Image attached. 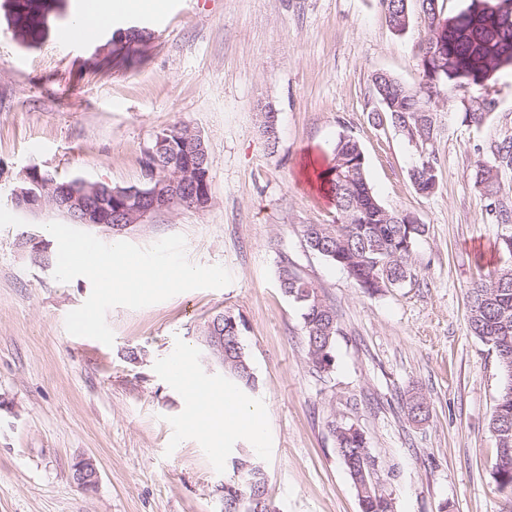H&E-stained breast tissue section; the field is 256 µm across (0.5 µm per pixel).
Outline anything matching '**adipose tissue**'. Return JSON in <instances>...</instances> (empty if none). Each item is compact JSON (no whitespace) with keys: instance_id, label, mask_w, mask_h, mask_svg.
Returning <instances> with one entry per match:
<instances>
[{"instance_id":"obj_1","label":"adipose tissue","mask_w":512,"mask_h":512,"mask_svg":"<svg viewBox=\"0 0 512 512\" xmlns=\"http://www.w3.org/2000/svg\"><path fill=\"white\" fill-rule=\"evenodd\" d=\"M128 0H95L91 13L78 14L68 26L72 39L80 40L91 36L106 25L113 14L129 10ZM191 411L203 417L200 437L215 449H223L228 435L234 434L250 440L255 445H263L266 439L264 426L265 410L261 405L236 398L233 404H226L223 394L211 392L202 402L189 401Z\"/></svg>"}]
</instances>
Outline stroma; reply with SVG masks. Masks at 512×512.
Returning a JSON list of instances; mask_svg holds the SVG:
<instances>
[{
  "label": "stroma",
  "mask_w": 512,
  "mask_h": 512,
  "mask_svg": "<svg viewBox=\"0 0 512 512\" xmlns=\"http://www.w3.org/2000/svg\"><path fill=\"white\" fill-rule=\"evenodd\" d=\"M158 2L161 23L122 15L68 46L56 36L79 0H64L32 46L15 40L0 6V512H224L222 486L240 453L262 465L272 512H361L334 450V417L366 432L393 512H512V494L492 477L488 428L502 379L467 309L473 282L504 262L496 243L512 230L488 214L472 179L477 164L493 163V145L512 137V70L496 74L497 108L483 125L463 123L457 98L440 108L433 148L442 177L423 196L410 180L417 147L374 123L370 92L378 72L418 82L429 34L419 12L398 33L379 0ZM133 25L151 41L113 56L114 32ZM269 106L273 151L260 121ZM175 126L208 148V205L89 232L140 247L183 235L189 262L224 266L232 283L110 309L109 346L70 335L65 317L91 283L55 280L57 242L45 225L62 216L16 208L11 190L32 166L141 185L145 148ZM345 131L364 150L379 201L426 226L412 281L373 296L301 234L336 217L313 170L326 167ZM284 259L336 310L330 374L307 361L301 310L279 287ZM226 309L246 324L255 387L244 396L264 406L267 440L259 450L234 436L217 456L192 429L168 364L188 356L194 379L233 386L207 366L200 343L204 324ZM413 393L430 402L426 420L405 413ZM84 459L98 470L89 490L73 480Z\"/></svg>",
  "instance_id": "1"
}]
</instances>
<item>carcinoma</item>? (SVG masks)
<instances>
[{
  "mask_svg": "<svg viewBox=\"0 0 512 512\" xmlns=\"http://www.w3.org/2000/svg\"><path fill=\"white\" fill-rule=\"evenodd\" d=\"M409 0H381L389 25L401 32L409 26ZM428 20L429 36L420 47L418 83L407 85L390 74L372 77V91L381 103L373 113L378 123L388 122L410 141L420 145L419 162L413 167L411 183L423 196L434 194L441 169L434 150L437 138L436 113L431 111L445 92L465 96L470 106H461L463 121L476 126L496 110L491 82L503 68H512V0H469L455 14L445 13L444 0H417ZM497 6L488 13L483 4ZM448 18L440 28L439 18ZM11 24L21 29L30 43L41 40L49 23L36 13L17 14ZM184 128L163 133L179 154L192 152L184 139ZM496 164L481 163L473 173L489 201V212L499 224L512 222V206L500 199L498 167L512 166V138L498 142L493 149ZM366 159L359 142L350 134L338 135L333 149V165L319 174L336 204V222L304 224L301 233L306 245L341 268L369 294L396 288L414 278L413 251L423 236L425 225L405 223V215L387 209L374 195L366 175ZM508 256L502 265L480 277L469 291L468 323L471 333L489 347L502 377L503 388L489 419L490 431L512 428V242L499 241ZM278 280L284 294L302 311L306 357L315 370L328 373L334 364L338 333L336 310L314 286L301 276L288 260L279 267ZM224 333V372L245 388L255 386L249 358L241 343L240 317L229 310L211 317ZM405 409L413 420L429 415V403L422 395L406 399ZM336 452L344 464L359 499L361 512H391L382 494L360 492V486L374 485L375 459L369 451L365 432L353 424L329 421ZM500 490L512 488V439L497 443L492 466ZM266 474L261 465L247 457L233 460V476L224 482V512H269Z\"/></svg>",
  "mask_w": 512,
  "mask_h": 512,
  "instance_id": "cac0c4a2",
  "label": "carcinoma"
}]
</instances>
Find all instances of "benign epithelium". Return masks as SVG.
<instances>
[{
	"label": "benign epithelium",
	"instance_id": "benign-epithelium-1",
	"mask_svg": "<svg viewBox=\"0 0 512 512\" xmlns=\"http://www.w3.org/2000/svg\"><path fill=\"white\" fill-rule=\"evenodd\" d=\"M167 142L158 136L156 148L146 150L144 165L149 170L141 187H112L103 182L79 181L66 193L58 211L76 224H90L91 215L98 217L95 225L120 230L126 224H140L152 214L173 210L182 198L192 206L203 208L210 200L209 173L200 161L173 160V168L158 172L152 161L155 149L165 150ZM51 183L42 180L40 169L32 167L24 174L22 183L14 188L11 200L23 210H38L46 205V194ZM119 202L120 218L112 213V203ZM209 363L224 366V338L204 336L201 339ZM98 472L93 460L79 463L75 468V481L80 485H94Z\"/></svg>",
	"mask_w": 512,
	"mask_h": 512
}]
</instances>
